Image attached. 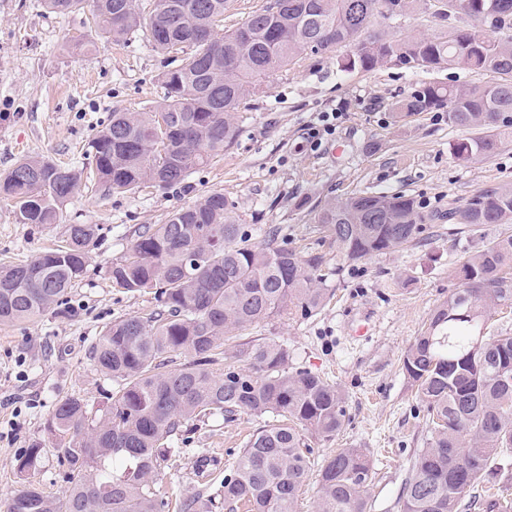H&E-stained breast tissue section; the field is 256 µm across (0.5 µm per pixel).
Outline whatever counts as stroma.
<instances>
[{"instance_id": "1", "label": "stroma", "mask_w": 512, "mask_h": 512, "mask_svg": "<svg viewBox=\"0 0 512 512\" xmlns=\"http://www.w3.org/2000/svg\"><path fill=\"white\" fill-rule=\"evenodd\" d=\"M89 15L86 9L54 14L43 0H0V171L30 155L86 166L87 143L113 111L139 112L158 101L169 56L143 30L124 42L98 39L88 50H74L88 36ZM498 80L495 73L462 69L411 74L383 66L343 73L336 53L310 55L270 78L263 95L243 101L240 135L223 157L166 189L108 195L89 183L64 204L58 223L40 227L17 223L12 200L0 197V262L24 263L62 244L69 225L98 227L66 309L0 325V512L24 486L11 466L14 456L35 443L46 454L34 482L47 495H62L66 481L52 453L51 413L70 396L85 399L93 413L106 405L113 384L91 364L92 345L107 323L156 306L153 291L113 288V262L174 208L214 191L234 202L254 240L274 227L280 243L325 253L334 273L324 282V306L307 318L267 319L241 339L284 343L289 367L343 390V426L332 438H309L312 457L320 463L339 448L363 450L374 464L370 512H401L404 485L428 431L403 359L454 290L450 271L490 239L512 235V224H491L478 234L447 230L449 209L486 188L512 184V140L494 155L458 160L451 148L470 130L451 125L442 109L400 119L394 107L420 83ZM325 112L337 113L336 129L313 139ZM364 192L411 195L437 233L395 253L346 258L310 212ZM264 424L243 412L194 422L180 453L158 473L160 491L174 501L200 496L216 502L215 512H226L224 466Z\"/></svg>"}]
</instances>
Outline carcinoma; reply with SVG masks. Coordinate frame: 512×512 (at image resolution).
I'll list each match as a JSON object with an SVG mask.
<instances>
[{
	"label": "carcinoma",
	"mask_w": 512,
	"mask_h": 512,
	"mask_svg": "<svg viewBox=\"0 0 512 512\" xmlns=\"http://www.w3.org/2000/svg\"><path fill=\"white\" fill-rule=\"evenodd\" d=\"M92 31L119 43L141 29L166 54H183L164 71L163 97L142 112H114L89 140V169L23 157L0 172V196L14 201L20 224H55L63 204L84 180L109 194L152 184L164 188L224 154L239 136L237 111L247 96L309 54L346 49L344 72L381 66L405 71L467 68L512 73V0H453L433 15L448 31L403 36L393 23L434 7L431 0H263L243 23L224 29L227 0H156L144 18L136 0H91ZM86 0H44L51 13L84 9ZM385 30L375 32L376 24ZM500 33L487 35L484 28ZM448 108V122L479 130L455 145L458 158L491 156L512 135V80L468 88L423 83L395 105L411 116ZM336 248L357 260L395 252L433 233L416 200L404 194H364L331 200L312 211ZM448 220L478 231L512 223V185L480 191ZM264 241L239 223L224 194L210 192L142 232L112 264V287L154 290L157 308L108 324L90 359L118 384L101 414L69 397L48 424L54 455L68 486L46 495L29 481L46 449L15 456L27 481L8 512H170L156 487L165 460L179 452L189 423L237 412L267 416L262 430L224 475L231 512H294L309 479L312 455L305 435L331 438L345 416L343 392L305 369H288V347L274 340L237 345L215 372L228 336L276 314L311 316L326 292L319 252ZM94 224H71L65 244L21 264H0V324L31 320L66 304L86 270ZM458 288L438 305L403 361L426 408L427 446L415 457L402 512H461L464 502L512 452V333L487 334L492 309L512 304V235L474 252L456 272ZM187 361L167 368L171 355ZM373 461L359 448H339L318 473V512H367Z\"/></svg>",
	"instance_id": "carcinoma-1"
}]
</instances>
